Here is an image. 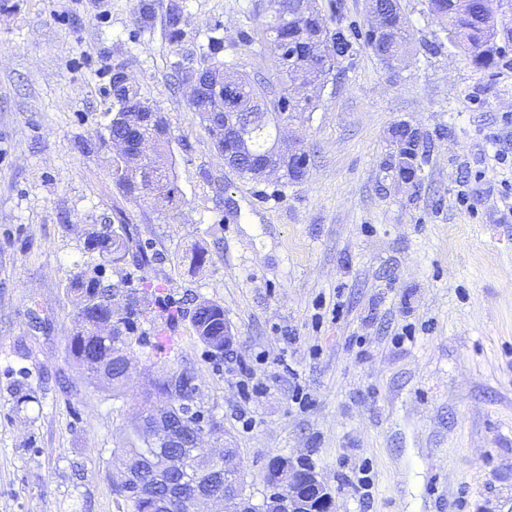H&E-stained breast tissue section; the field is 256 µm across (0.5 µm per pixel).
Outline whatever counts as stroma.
Returning a JSON list of instances; mask_svg holds the SVG:
<instances>
[{
	"label": "stroma",
	"instance_id": "stroma-1",
	"mask_svg": "<svg viewBox=\"0 0 512 512\" xmlns=\"http://www.w3.org/2000/svg\"><path fill=\"white\" fill-rule=\"evenodd\" d=\"M170 2L153 0L144 25L137 0H0V512H124L112 451L135 390L172 363L223 423L206 444L236 449L254 502L269 461L292 456L335 512H512V36L478 69L427 0H402L408 55L386 65L355 41L318 108L283 129L304 176L247 181L191 112L177 65L217 40L221 59L273 78L259 44L269 0H178L177 43ZM317 5L331 28L369 27L368 0ZM118 65L170 124L178 208L135 205L112 184ZM404 125L426 138L408 180ZM118 210L162 255L150 276L165 297L223 306L231 347L213 358L181 320L167 357L139 350L132 393L116 399L67 357L65 288L89 261L85 225ZM198 246L200 270L184 257ZM36 308L50 333L30 327ZM21 387L39 398L28 422L12 410ZM356 467L363 502L345 481Z\"/></svg>",
	"mask_w": 512,
	"mask_h": 512
}]
</instances>
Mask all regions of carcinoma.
I'll return each instance as SVG.
<instances>
[{
	"label": "carcinoma",
	"instance_id": "carcinoma-1",
	"mask_svg": "<svg viewBox=\"0 0 512 512\" xmlns=\"http://www.w3.org/2000/svg\"><path fill=\"white\" fill-rule=\"evenodd\" d=\"M498 0H480L478 13H459L452 8L453 0H428L429 9L440 27L460 48L471 64L489 69L496 63L499 50ZM372 6L389 16L392 34L377 38L382 44L379 55L391 61L406 52L409 34L407 22L401 13L400 0H373ZM183 13L173 6L166 19L171 37L182 35ZM262 42L269 49L276 71V81L237 68L228 61L213 56L209 63L198 67L189 55H183L178 65L182 81L189 82L199 69L224 77L236 85L232 101L224 111L210 112L211 101L204 98L190 105L201 125L219 152H224V138L236 135L241 162L237 174L244 180H257L259 171L268 164V157L277 144L281 121L297 118L318 107L312 95H303L298 85L320 86L337 70L341 62L355 51L353 43L343 30H331L323 14L314 5L307 17L284 19L277 14L267 16L262 26ZM288 41L289 53L281 52L282 41ZM149 112L151 106L139 89L127 82L114 90L112 112H121L122 119L110 120L107 132L112 139L132 140L124 156L111 159L112 183L129 200L146 201L145 189L154 186L151 202L165 203L172 208L182 202V195L171 177V132L163 113H158L151 128L150 151L139 148L137 121L140 111ZM403 140L399 151V174L408 179L414 173V164L425 147L424 136L406 126L397 130ZM285 176L291 180L305 173L306 156L292 160L279 157ZM117 223L89 224L84 229L83 250L99 256L102 264L132 263L142 272V287L123 295L112 284L104 281L98 272L81 270L68 281L66 293L76 302L72 318V334L68 338L67 356L80 366L92 383L112 392L119 399L128 395L126 365L135 348H151V354L160 356L166 351L170 337L166 330H157L154 339L135 335L136 318L154 310L162 290L148 276L153 264L163 260L142 243L137 225L130 223L123 212H116ZM190 318L197 336L211 356L224 357V307L214 301L202 300L189 307L174 302L164 308V325ZM199 391L193 374L182 368L167 365L151 377L149 388L140 395L138 412L130 419L126 446L113 451V460L125 472L134 475L140 490L131 492L124 485H116L117 495L123 498L127 512H189L187 505L171 499L172 488L197 479L196 468L201 461L190 454L200 436L201 411L191 414L184 400ZM164 399L170 404L164 426L154 430L147 439L145 429L154 426L151 403ZM184 453L186 469L174 474L165 467L167 459Z\"/></svg>",
	"mask_w": 512,
	"mask_h": 512
}]
</instances>
